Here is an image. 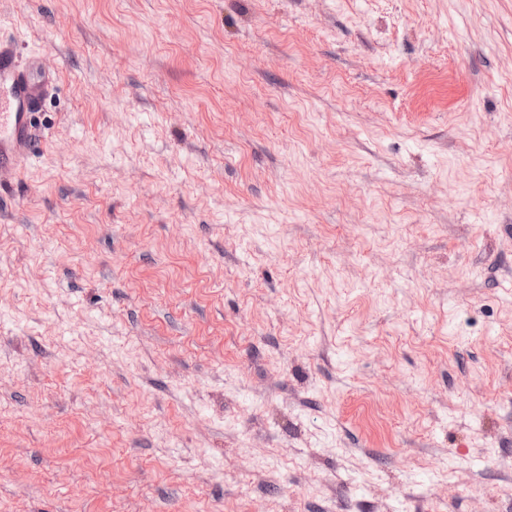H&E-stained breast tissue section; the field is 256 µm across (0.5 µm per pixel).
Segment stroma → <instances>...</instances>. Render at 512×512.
<instances>
[{
    "instance_id": "stroma-1",
    "label": "stroma",
    "mask_w": 512,
    "mask_h": 512,
    "mask_svg": "<svg viewBox=\"0 0 512 512\" xmlns=\"http://www.w3.org/2000/svg\"><path fill=\"white\" fill-rule=\"evenodd\" d=\"M0 512H512V0H0ZM49 83L19 63L14 43L0 41V175L15 172L33 156L31 113Z\"/></svg>"
}]
</instances>
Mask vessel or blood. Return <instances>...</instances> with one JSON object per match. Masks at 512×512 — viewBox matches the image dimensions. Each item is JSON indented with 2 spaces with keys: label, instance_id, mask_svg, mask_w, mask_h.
Segmentation results:
<instances>
[{
  "label": "vessel or blood",
  "instance_id": "obj_1",
  "mask_svg": "<svg viewBox=\"0 0 512 512\" xmlns=\"http://www.w3.org/2000/svg\"><path fill=\"white\" fill-rule=\"evenodd\" d=\"M48 86L45 75L20 64L14 43L0 41V175L32 157L31 114Z\"/></svg>",
  "mask_w": 512,
  "mask_h": 512
}]
</instances>
